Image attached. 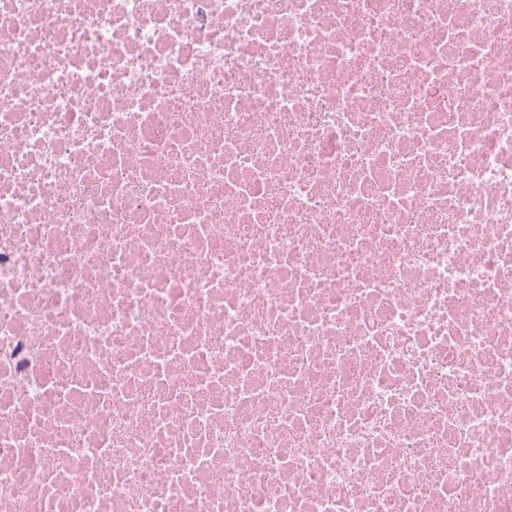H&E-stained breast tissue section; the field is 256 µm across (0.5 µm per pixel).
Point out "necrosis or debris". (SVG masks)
Here are the masks:
<instances>
[{
    "label": "necrosis or debris",
    "instance_id": "1",
    "mask_svg": "<svg viewBox=\"0 0 512 512\" xmlns=\"http://www.w3.org/2000/svg\"><path fill=\"white\" fill-rule=\"evenodd\" d=\"M0 512H512V0H0Z\"/></svg>",
    "mask_w": 512,
    "mask_h": 512
}]
</instances>
